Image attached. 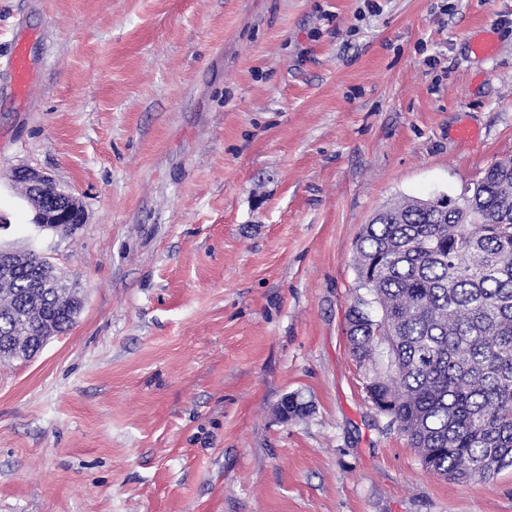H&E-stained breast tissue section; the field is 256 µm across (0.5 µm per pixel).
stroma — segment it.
<instances>
[{
	"label": "stroma",
	"mask_w": 512,
	"mask_h": 512,
	"mask_svg": "<svg viewBox=\"0 0 512 512\" xmlns=\"http://www.w3.org/2000/svg\"><path fill=\"white\" fill-rule=\"evenodd\" d=\"M22 37L0 248L83 307L0 363V512H512L511 468L423 467L345 320L382 206L512 157V0H0V57ZM17 167L84 224L36 228ZM309 412V407L306 403L300 401L296 395H286L281 399L277 407V415L281 422H288V413L293 419L302 418Z\"/></svg>",
	"instance_id": "1"
}]
</instances>
